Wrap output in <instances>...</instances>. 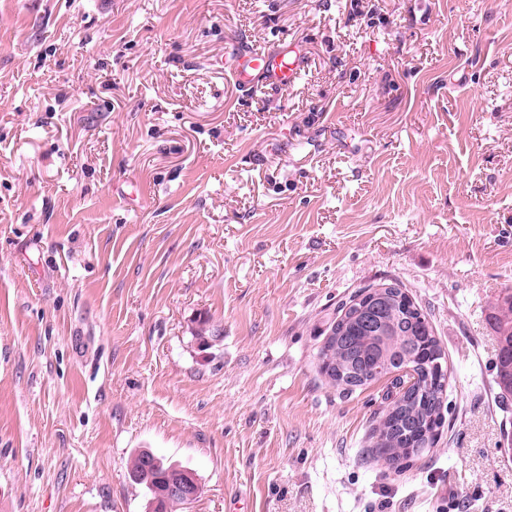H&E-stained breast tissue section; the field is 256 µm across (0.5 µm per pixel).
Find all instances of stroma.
<instances>
[{
    "mask_svg": "<svg viewBox=\"0 0 512 512\" xmlns=\"http://www.w3.org/2000/svg\"><path fill=\"white\" fill-rule=\"evenodd\" d=\"M288 39L301 84L235 86ZM391 282L448 365L401 473L368 456L389 380L316 360ZM505 288L512 0H0V512H148L140 450L189 512H512ZM490 319L496 333L494 383L502 405L512 398V290L502 292L492 307ZM128 468L131 479L136 484L143 485L149 492L151 499L154 490L161 483L166 472L182 467L169 463L164 457L152 452L139 451L131 456ZM163 490L162 493H157L150 501L151 509L158 510L154 512H163L160 511L162 504L169 498L180 499L185 506L192 504L199 497L200 485L192 471L177 469L168 472Z\"/></svg>",
    "mask_w": 512,
    "mask_h": 512,
    "instance_id": "stroma-1",
    "label": "stroma"
}]
</instances>
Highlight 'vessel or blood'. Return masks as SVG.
Returning a JSON list of instances; mask_svg holds the SVG:
<instances>
[{
  "instance_id": "obj_1",
  "label": "vessel or blood",
  "mask_w": 512,
  "mask_h": 512,
  "mask_svg": "<svg viewBox=\"0 0 512 512\" xmlns=\"http://www.w3.org/2000/svg\"><path fill=\"white\" fill-rule=\"evenodd\" d=\"M230 70L242 90L277 92L297 85L308 71V61L297 44L284 40L265 50L238 51Z\"/></svg>"
}]
</instances>
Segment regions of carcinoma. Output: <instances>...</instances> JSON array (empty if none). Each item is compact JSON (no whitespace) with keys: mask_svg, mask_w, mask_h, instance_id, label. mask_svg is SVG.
Segmentation results:
<instances>
[{"mask_svg":"<svg viewBox=\"0 0 512 512\" xmlns=\"http://www.w3.org/2000/svg\"><path fill=\"white\" fill-rule=\"evenodd\" d=\"M374 290L366 287L342 304L330 327L336 348L317 352L319 373L326 383L343 392H353L386 375L409 370L415 381L402 403L384 409L372 429V459L395 464L404 470L411 459L435 444L445 425V354L423 310L397 283L388 284L392 302L378 313L379 326L368 329L360 318L365 298ZM490 319L496 333L494 383L502 405L512 399V290L502 292L492 307ZM131 479L149 493L161 483L174 463L149 451H140L129 461Z\"/></svg>","mask_w":512,"mask_h":512,"instance_id":"1","label":"carcinoma"}]
</instances>
